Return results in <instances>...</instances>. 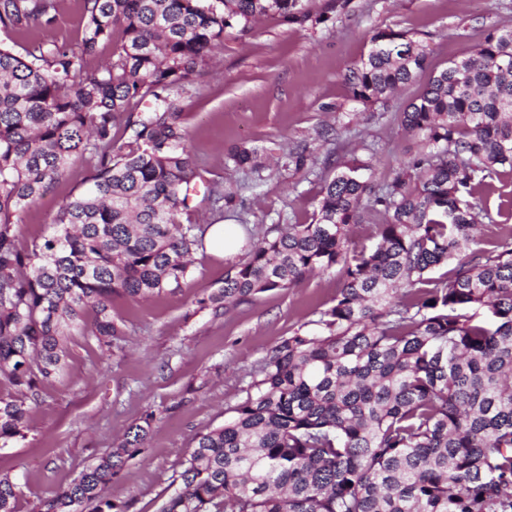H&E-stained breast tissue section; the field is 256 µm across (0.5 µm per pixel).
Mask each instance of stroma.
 <instances>
[{
	"mask_svg": "<svg viewBox=\"0 0 512 512\" xmlns=\"http://www.w3.org/2000/svg\"><path fill=\"white\" fill-rule=\"evenodd\" d=\"M327 2H309L312 12L326 14L319 24L267 15L248 35L225 32L209 68L183 84L178 101L188 114L193 159L237 193L223 213L203 204L197 216L206 225H230L239 250L222 258L198 249L184 292L143 302L115 299L113 312L127 325L121 350L109 353L73 337L65 374L43 386L25 438L0 447V475L19 487L17 512H38L151 410L158 419L148 446L113 479L112 493L129 512H157L196 435L222 425L258 379L264 357L331 306L341 275L335 269L316 274L230 305L221 315L200 308L199 299L247 260L248 232L311 222L330 175L323 158L373 157L379 183L395 177L416 148L396 114L422 92V83L399 88L383 103L365 106L351 98L344 75L367 54L372 35L409 32L436 71L470 54L490 28L512 30V0H349L338 12ZM83 26L81 0H57L56 44L76 46ZM326 125L336 130L327 143L316 138ZM302 141L321 163L297 173L288 167V151ZM243 142L270 157L271 168L258 175L237 169L228 152ZM91 172L87 160L73 158L42 198L17 213L22 245L52 233L59 206L86 187ZM509 198L507 181L476 196L482 216L476 247H490L507 231L498 209Z\"/></svg>",
	"mask_w": 512,
	"mask_h": 512,
	"instance_id": "1",
	"label": "stroma"
}]
</instances>
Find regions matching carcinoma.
<instances>
[{
    "instance_id": "carcinoma-1",
    "label": "carcinoma",
    "mask_w": 512,
    "mask_h": 512,
    "mask_svg": "<svg viewBox=\"0 0 512 512\" xmlns=\"http://www.w3.org/2000/svg\"><path fill=\"white\" fill-rule=\"evenodd\" d=\"M221 3L82 0L81 42L61 49L55 0H0L1 28L43 35L24 57L0 45V379L15 390L0 397L1 447L63 373L74 331L117 348L127 332L114 298L189 287L205 232L192 221L196 184L213 208L233 200L193 165L178 88L228 29L246 34L268 14L321 21L304 0ZM117 31L110 63L88 67ZM427 68L418 41L382 30L345 79L354 100L376 104ZM397 120L416 138L397 176L376 186L371 159L327 160L312 222L268 228L199 300L217 313L317 272L342 276L316 329L273 348L232 415L196 438L157 512H512V230L470 248L471 199L512 176V30L491 29L432 73ZM77 156L93 164L88 185L50 236L21 246L16 212ZM229 159L262 169L246 144ZM316 164L305 143L288 152L297 172ZM381 213L372 243L351 240ZM156 420L147 413L40 512H126L112 479ZM17 496L0 476V512H16Z\"/></svg>"
}]
</instances>
